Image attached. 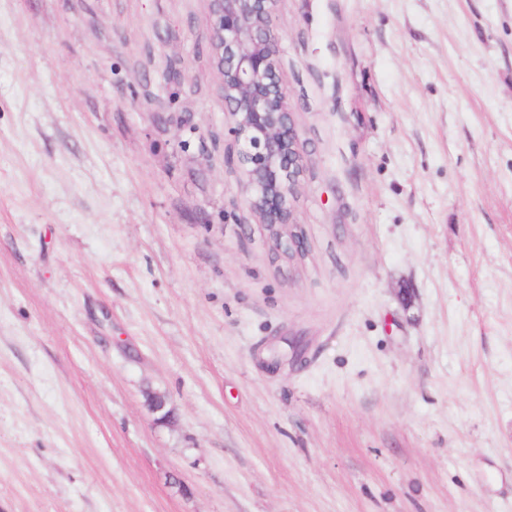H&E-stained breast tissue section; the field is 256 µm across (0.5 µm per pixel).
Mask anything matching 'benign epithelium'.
<instances>
[{"label": "benign epithelium", "mask_w": 512, "mask_h": 512, "mask_svg": "<svg viewBox=\"0 0 512 512\" xmlns=\"http://www.w3.org/2000/svg\"><path fill=\"white\" fill-rule=\"evenodd\" d=\"M275 6L276 0H209L210 46L250 209L291 256L302 250L294 207L304 144L279 75Z\"/></svg>", "instance_id": "7a95c632"}]
</instances>
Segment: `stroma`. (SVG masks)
<instances>
[{
	"label": "stroma",
	"mask_w": 512,
	"mask_h": 512,
	"mask_svg": "<svg viewBox=\"0 0 512 512\" xmlns=\"http://www.w3.org/2000/svg\"><path fill=\"white\" fill-rule=\"evenodd\" d=\"M274 25L291 260L208 0H0V512H512V0Z\"/></svg>",
	"instance_id": "1"
}]
</instances>
